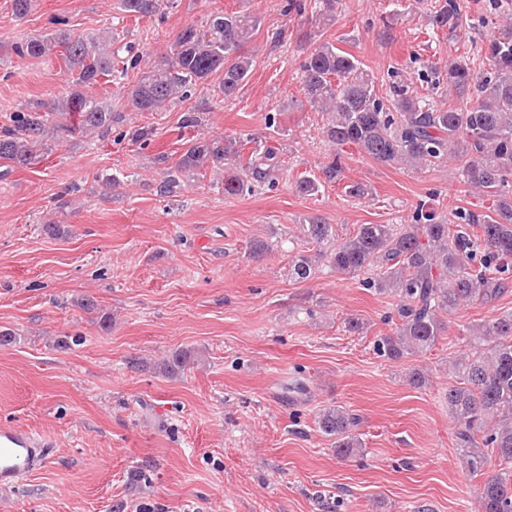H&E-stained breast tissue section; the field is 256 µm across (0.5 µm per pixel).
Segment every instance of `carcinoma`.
I'll list each match as a JSON object with an SVG mask.
<instances>
[{
  "instance_id": "obj_1",
  "label": "carcinoma",
  "mask_w": 512,
  "mask_h": 512,
  "mask_svg": "<svg viewBox=\"0 0 512 512\" xmlns=\"http://www.w3.org/2000/svg\"><path fill=\"white\" fill-rule=\"evenodd\" d=\"M125 12L141 18L158 13L164 0H122ZM434 22L441 29L462 24L459 0H439ZM58 28L40 38L16 42V56L64 60L71 91L51 111L32 101L0 127V159L19 167L37 161L52 150L60 133H102L125 121L112 104L90 97L83 89L104 77H125L142 56L133 47L111 38L101 49L94 39L75 37ZM262 19L250 13L224 12L210 16L205 26L185 28L171 56L140 73L127 89L126 106L132 112H156L188 99L193 86L217 72L223 74L219 91L233 96L251 69L245 46ZM301 90L306 101L327 115L324 137L342 148L352 145L362 156L415 168L441 165L454 156L465 182L478 189L491 206L485 211H459L446 220L424 207L415 209L409 224H361L330 252L331 266L346 276L366 274L364 284L397 298L400 320L395 334L381 337L376 351L398 361L434 347L447 331V316L472 302L497 301L512 288V22L494 27L482 60L452 58L432 71L431 89L448 85L453 98L438 107L412 87L394 84L391 98L376 92L372 74L351 54L323 42L301 66ZM476 103H460L470 91ZM153 136L150 128L118 132L141 146ZM176 163L156 187L160 197H173L186 181L203 175L211 164L227 162L233 172L224 177L226 195H238L274 183L281 166L278 148L250 145L230 135L198 137L183 142ZM324 179L302 176L297 189L305 195L319 192L321 182L341 180V154L322 169ZM305 239L323 248L330 244L332 227L319 217L302 225ZM314 263L298 255L291 276L308 279ZM470 351L455 364L456 383L448 387V410L456 428L461 456L468 470L485 467L488 455L496 469L479 494L480 512H512V312L469 330ZM186 354L172 353L160 371L176 377ZM356 418L341 406L319 416L320 432L334 439L343 456L363 455L354 433Z\"/></svg>"
}]
</instances>
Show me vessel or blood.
Wrapping results in <instances>:
<instances>
[{"mask_svg": "<svg viewBox=\"0 0 512 512\" xmlns=\"http://www.w3.org/2000/svg\"><path fill=\"white\" fill-rule=\"evenodd\" d=\"M50 440L15 426L0 427V488L17 487L49 459Z\"/></svg>", "mask_w": 512, "mask_h": 512, "instance_id": "b4317fda", "label": "vessel or blood"}]
</instances>
